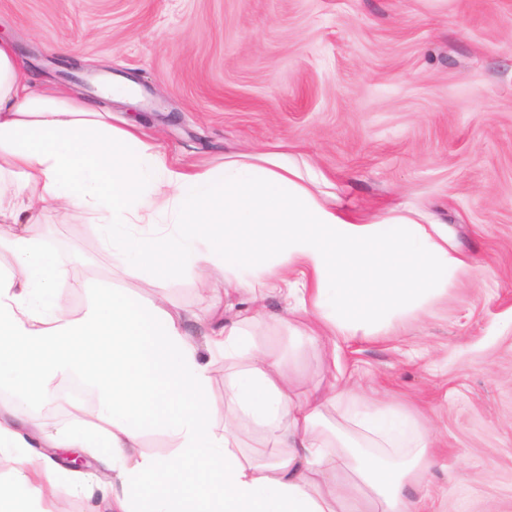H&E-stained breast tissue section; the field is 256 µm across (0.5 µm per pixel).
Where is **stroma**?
I'll use <instances>...</instances> for the list:
<instances>
[{
	"label": "stroma",
	"mask_w": 512,
	"mask_h": 512,
	"mask_svg": "<svg viewBox=\"0 0 512 512\" xmlns=\"http://www.w3.org/2000/svg\"><path fill=\"white\" fill-rule=\"evenodd\" d=\"M0 38L34 82L140 122L172 160L281 147L348 209L404 204L446 225L475 269L404 335L326 357L272 325L284 304L269 294L250 331L300 389L346 371L433 410L445 446L426 512H512V0H0ZM104 79L138 101L100 96ZM29 232L68 269L74 314L100 288L155 297V275L124 276L88 219ZM165 295L195 336L251 308L218 268Z\"/></svg>",
	"instance_id": "1"
}]
</instances>
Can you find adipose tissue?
<instances>
[{
  "mask_svg": "<svg viewBox=\"0 0 512 512\" xmlns=\"http://www.w3.org/2000/svg\"><path fill=\"white\" fill-rule=\"evenodd\" d=\"M324 174L287 152L235 153L169 164L137 124L71 91L30 82L0 41V512H27L45 476L54 496L86 492L81 475L50 467V448H81L111 468L114 512H421L425 477L442 441L427 411L374 395L350 416L355 434L326 430L323 411L359 390L353 377L298 390L272 351L252 352L249 317L197 338L164 297L135 300L106 288L86 312L64 308L69 272L26 227L92 216L121 271L140 277L216 267L225 287L279 295L316 335L351 343L391 334L469 274V258L428 211L343 210ZM242 368L210 399L205 348ZM80 382L91 403L69 402ZM69 405L67 431L43 407ZM262 431L243 453L235 429ZM172 436L165 455L143 436Z\"/></svg>",
  "mask_w": 512,
  "mask_h": 512,
  "instance_id": "1",
  "label": "adipose tissue"
}]
</instances>
